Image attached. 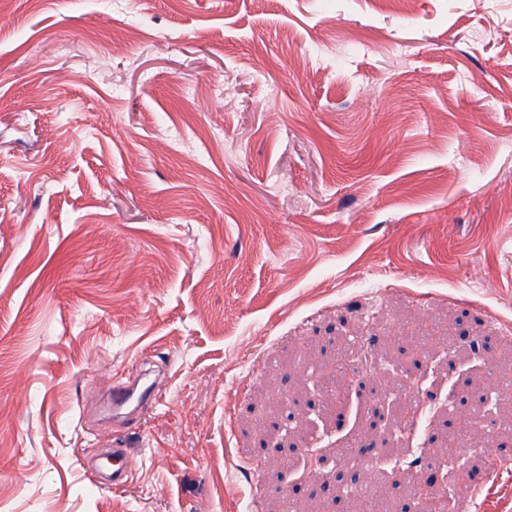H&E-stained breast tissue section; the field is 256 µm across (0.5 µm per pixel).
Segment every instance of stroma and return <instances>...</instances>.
<instances>
[{
  "mask_svg": "<svg viewBox=\"0 0 512 512\" xmlns=\"http://www.w3.org/2000/svg\"><path fill=\"white\" fill-rule=\"evenodd\" d=\"M1 7L0 512H351L358 433L420 512L395 455L475 410L504 453L453 512H512V0ZM142 379L112 389V411L115 415L138 413L152 404V385H140Z\"/></svg>",
  "mask_w": 512,
  "mask_h": 512,
  "instance_id": "35a3bbf8",
  "label": "stroma"
}]
</instances>
